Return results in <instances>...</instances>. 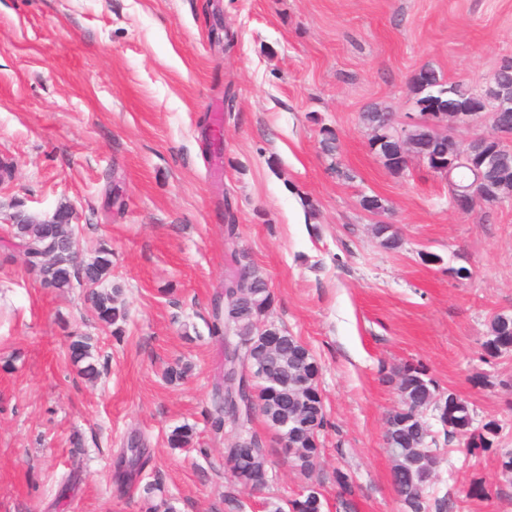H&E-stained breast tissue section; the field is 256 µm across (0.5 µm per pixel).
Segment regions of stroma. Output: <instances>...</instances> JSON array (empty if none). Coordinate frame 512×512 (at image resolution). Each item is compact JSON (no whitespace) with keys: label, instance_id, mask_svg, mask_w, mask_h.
<instances>
[{"label":"stroma","instance_id":"obj_1","mask_svg":"<svg viewBox=\"0 0 512 512\" xmlns=\"http://www.w3.org/2000/svg\"><path fill=\"white\" fill-rule=\"evenodd\" d=\"M507 60L512 0H0V160L14 165L0 214L68 206L85 249L111 244L128 310L122 335L102 330L84 288H43L0 231V512H144L148 483L173 512H230L224 450L237 430L210 426L224 341L209 325L238 254L268 281L269 320L320 363L328 419L308 478L254 419L276 479L239 492L244 512L309 480L334 512L339 470L356 512H401L384 423L407 363L468 400L476 424L503 427L471 455L433 424V496L453 512H512L495 464L512 449V352L483 347L491 317L512 314V204L455 210L422 162L391 174L362 121L373 106L416 113L421 67L480 92ZM366 195L385 213L365 212ZM380 221L398 250L380 246ZM461 267L468 279L449 276ZM76 330L93 338L96 382L65 355ZM184 424L192 445L169 447ZM134 441L147 462L126 489L114 466Z\"/></svg>","mask_w":512,"mask_h":512}]
</instances>
